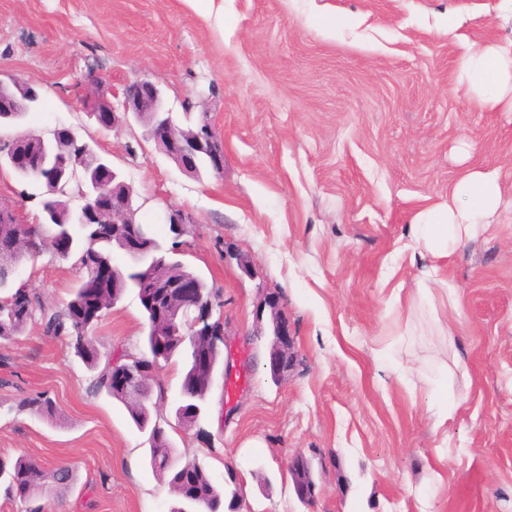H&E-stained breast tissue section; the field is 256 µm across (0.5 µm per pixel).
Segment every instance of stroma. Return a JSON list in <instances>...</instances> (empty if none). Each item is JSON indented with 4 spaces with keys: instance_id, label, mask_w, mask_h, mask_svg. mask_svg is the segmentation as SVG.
<instances>
[{
    "instance_id": "obj_1",
    "label": "stroma",
    "mask_w": 512,
    "mask_h": 512,
    "mask_svg": "<svg viewBox=\"0 0 512 512\" xmlns=\"http://www.w3.org/2000/svg\"><path fill=\"white\" fill-rule=\"evenodd\" d=\"M223 4L219 21L188 0H0V72L42 94L0 140L72 128L135 189L137 222L163 236L165 207L193 214L184 259L222 290L224 320L256 358L269 344L254 317L261 289L278 294L293 330L288 373L274 381L256 365L231 415L216 381L204 436L173 435L178 455L219 484L233 466L249 512H512V207L449 246L446 284H429L431 255L408 246L416 215L447 203L467 171H496L512 197V112L485 108L458 77L468 52L512 42V18L501 0ZM93 68L115 89L150 79L177 122L207 113L223 177L182 172L137 123L98 127L81 105ZM43 192L0 170V198L26 223L40 219ZM80 279L48 252L16 273L57 307ZM145 330L130 290L98 324L97 346L132 347ZM91 376L37 326L0 341V460L76 472L32 504L0 486V512L178 506L150 467L147 433L90 393ZM447 390L461 406L441 429ZM35 391L55 400V418L18 410ZM298 454L316 483L310 505L288 472Z\"/></svg>"
}]
</instances>
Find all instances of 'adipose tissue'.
Here are the masks:
<instances>
[{
  "mask_svg": "<svg viewBox=\"0 0 512 512\" xmlns=\"http://www.w3.org/2000/svg\"><path fill=\"white\" fill-rule=\"evenodd\" d=\"M460 77L489 109L512 111V45L471 51L460 64ZM502 202L497 173L474 169L462 178L433 221L415 223V241L424 244L436 260L428 272L430 278L438 277V261L447 257L449 242L474 237L481 219L494 214Z\"/></svg>",
  "mask_w": 512,
  "mask_h": 512,
  "instance_id": "obj_1",
  "label": "adipose tissue"
}]
</instances>
